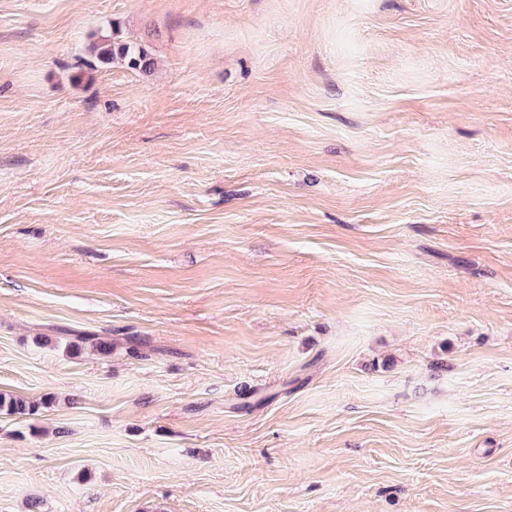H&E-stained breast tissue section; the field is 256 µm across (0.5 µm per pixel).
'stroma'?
<instances>
[{"mask_svg": "<svg viewBox=\"0 0 512 512\" xmlns=\"http://www.w3.org/2000/svg\"><path fill=\"white\" fill-rule=\"evenodd\" d=\"M0 393V512H512V0H0ZM119 27L112 26V35L103 36L99 41L93 42L89 48L93 62L91 67L97 64H111L120 60L135 71L150 73L154 68V58L144 47L122 39Z\"/></svg>", "mask_w": 512, "mask_h": 512, "instance_id": "1", "label": "stroma"}]
</instances>
